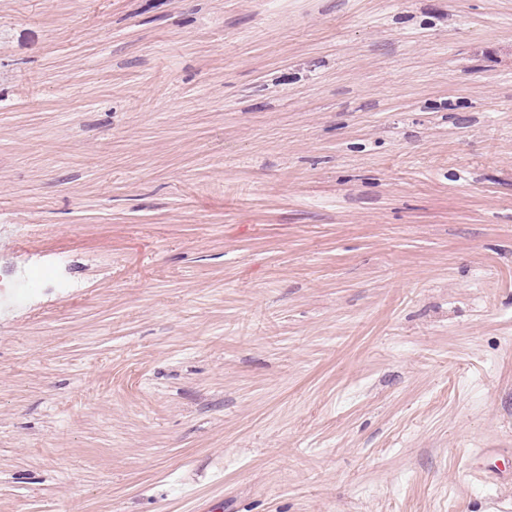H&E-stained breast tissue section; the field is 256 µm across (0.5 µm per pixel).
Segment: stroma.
<instances>
[{
    "instance_id": "1",
    "label": "stroma",
    "mask_w": 512,
    "mask_h": 512,
    "mask_svg": "<svg viewBox=\"0 0 512 512\" xmlns=\"http://www.w3.org/2000/svg\"><path fill=\"white\" fill-rule=\"evenodd\" d=\"M0 512H512V0H0Z\"/></svg>"
}]
</instances>
